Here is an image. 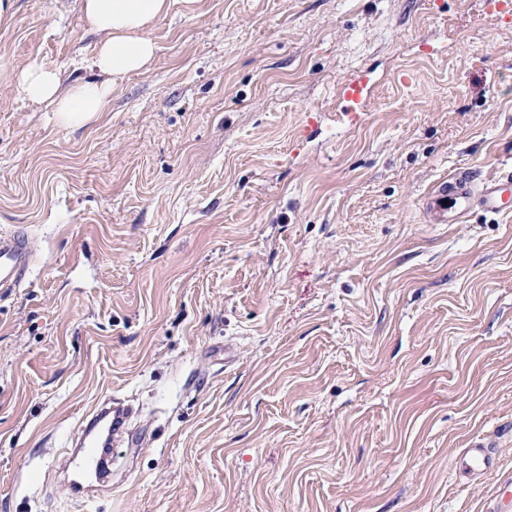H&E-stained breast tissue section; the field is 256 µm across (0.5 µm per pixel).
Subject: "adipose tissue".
I'll return each instance as SVG.
<instances>
[{
  "label": "adipose tissue",
  "instance_id": "ef3b65f1",
  "mask_svg": "<svg viewBox=\"0 0 512 512\" xmlns=\"http://www.w3.org/2000/svg\"><path fill=\"white\" fill-rule=\"evenodd\" d=\"M170 6L171 0H80L85 25L102 35L92 65L105 82L77 81L66 87L59 70L47 64L17 68L1 62L0 85L30 101L49 103L60 124H89L111 102V78L148 70L156 52L149 30Z\"/></svg>",
  "mask_w": 512,
  "mask_h": 512
}]
</instances>
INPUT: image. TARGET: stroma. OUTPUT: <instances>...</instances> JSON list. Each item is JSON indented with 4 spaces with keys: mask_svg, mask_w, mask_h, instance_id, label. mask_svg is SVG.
<instances>
[{
    "mask_svg": "<svg viewBox=\"0 0 512 512\" xmlns=\"http://www.w3.org/2000/svg\"><path fill=\"white\" fill-rule=\"evenodd\" d=\"M151 37L81 128L0 86V231L36 254L0 298V512H484L512 476V214L426 200L512 169V22L173 0ZM98 40L77 0H15L0 61L95 81ZM116 399L132 442L74 499L55 460ZM368 81L363 75H354L340 88L342 97L354 108L360 106L368 96ZM465 457L472 475L481 476L491 468L490 450L485 448V443L481 439L474 441L471 448L466 449Z\"/></svg>",
    "mask_w": 512,
    "mask_h": 512,
    "instance_id": "stroma-1",
    "label": "stroma"
}]
</instances>
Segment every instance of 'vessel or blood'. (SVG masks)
<instances>
[{
	"label": "vessel or blood",
	"instance_id": "b4317fda",
	"mask_svg": "<svg viewBox=\"0 0 512 512\" xmlns=\"http://www.w3.org/2000/svg\"><path fill=\"white\" fill-rule=\"evenodd\" d=\"M342 97L352 106H360L368 96V81L355 75L340 88ZM503 216L512 213V174L494 180L481 181L471 172H460L451 179L440 181L427 198L426 211L431 223L455 224L466 216L473 206ZM33 259L25 240L14 233H0V293L11 294L20 284V274ZM130 415L129 408L113 407L101 411L90 421L91 426L107 423L109 437H116ZM80 463L74 464L75 474H82L84 466H91L98 480L108 479L111 474L112 454L100 451L97 438L85 440L77 451ZM467 467L472 475L485 474L492 465V458L483 441H474L465 453Z\"/></svg>",
	"mask_w": 512,
	"mask_h": 512
}]
</instances>
